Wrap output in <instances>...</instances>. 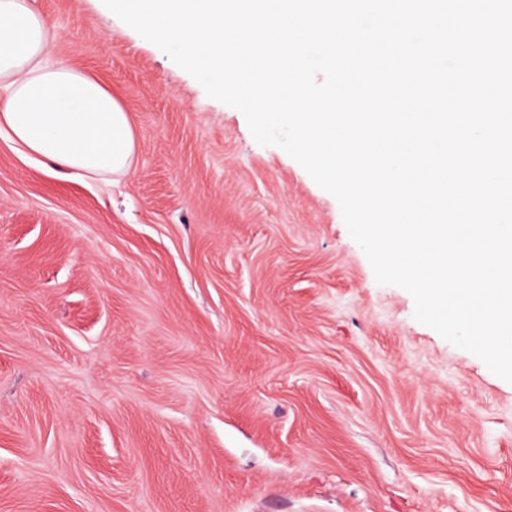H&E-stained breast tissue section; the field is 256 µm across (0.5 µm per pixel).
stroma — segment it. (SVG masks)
<instances>
[{
    "instance_id": "35a3bbf8",
    "label": "stroma",
    "mask_w": 512,
    "mask_h": 512,
    "mask_svg": "<svg viewBox=\"0 0 512 512\" xmlns=\"http://www.w3.org/2000/svg\"><path fill=\"white\" fill-rule=\"evenodd\" d=\"M29 4L137 152L105 183L0 134V512H512V383L102 0Z\"/></svg>"
}]
</instances>
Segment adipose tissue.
I'll list each match as a JSON object with an SVG mask.
<instances>
[{
    "instance_id": "ef3b65f1",
    "label": "adipose tissue",
    "mask_w": 512,
    "mask_h": 512,
    "mask_svg": "<svg viewBox=\"0 0 512 512\" xmlns=\"http://www.w3.org/2000/svg\"><path fill=\"white\" fill-rule=\"evenodd\" d=\"M51 23L28 0H0V130L27 154L99 181L128 173L129 117L99 81L48 58Z\"/></svg>"
}]
</instances>
